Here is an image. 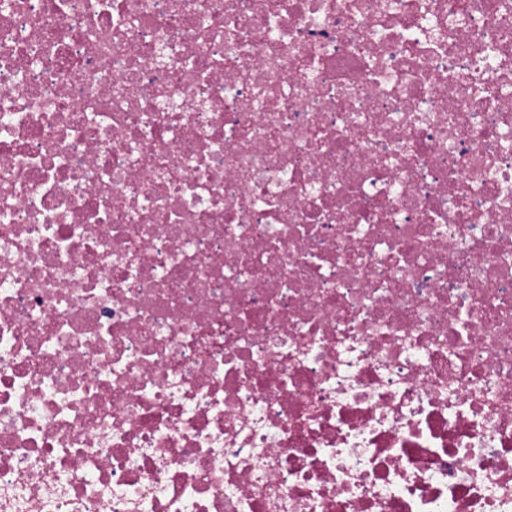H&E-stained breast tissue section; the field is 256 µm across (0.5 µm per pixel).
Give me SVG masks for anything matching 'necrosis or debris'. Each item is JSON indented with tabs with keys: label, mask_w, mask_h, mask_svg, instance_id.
<instances>
[{
	"label": "necrosis or debris",
	"mask_w": 512,
	"mask_h": 512,
	"mask_svg": "<svg viewBox=\"0 0 512 512\" xmlns=\"http://www.w3.org/2000/svg\"><path fill=\"white\" fill-rule=\"evenodd\" d=\"M0 512H512V0H0Z\"/></svg>",
	"instance_id": "obj_1"
}]
</instances>
